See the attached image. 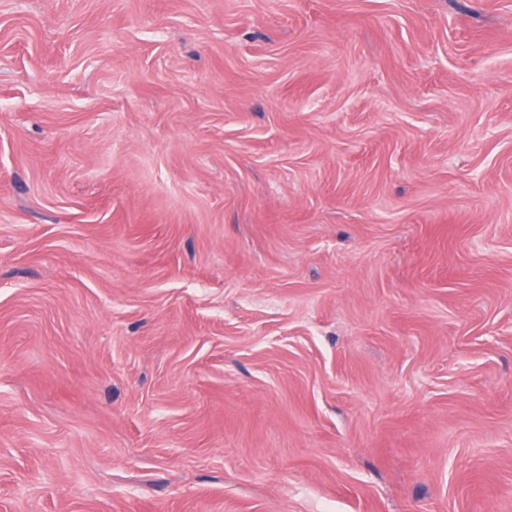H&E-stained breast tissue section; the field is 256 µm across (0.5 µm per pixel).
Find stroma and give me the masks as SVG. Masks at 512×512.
<instances>
[{"label": "stroma", "instance_id": "obj_1", "mask_svg": "<svg viewBox=\"0 0 512 512\" xmlns=\"http://www.w3.org/2000/svg\"><path fill=\"white\" fill-rule=\"evenodd\" d=\"M0 512H512V0H0Z\"/></svg>", "mask_w": 512, "mask_h": 512}]
</instances>
